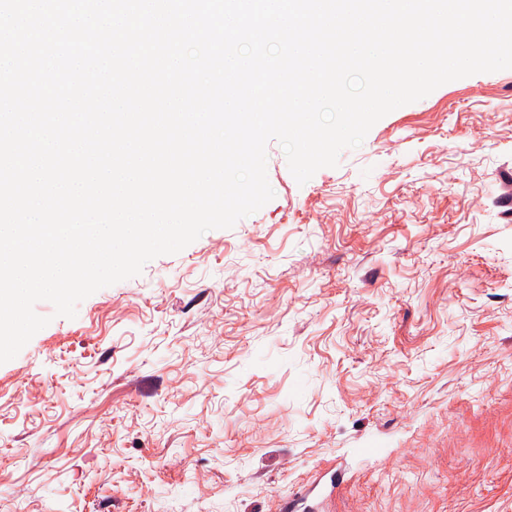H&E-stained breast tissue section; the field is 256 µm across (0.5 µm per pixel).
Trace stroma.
<instances>
[{"instance_id": "obj_1", "label": "stroma", "mask_w": 512, "mask_h": 512, "mask_svg": "<svg viewBox=\"0 0 512 512\" xmlns=\"http://www.w3.org/2000/svg\"><path fill=\"white\" fill-rule=\"evenodd\" d=\"M0 364V512H512V69L379 120L305 184Z\"/></svg>"}]
</instances>
